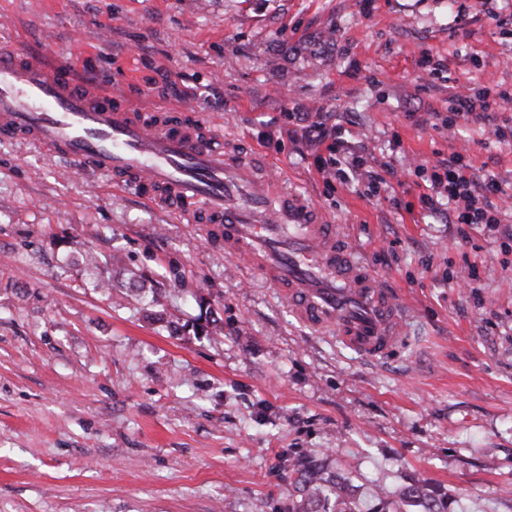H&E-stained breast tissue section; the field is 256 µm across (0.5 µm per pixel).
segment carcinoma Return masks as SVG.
I'll return each mask as SVG.
<instances>
[{"label":"carcinoma","mask_w":512,"mask_h":512,"mask_svg":"<svg viewBox=\"0 0 512 512\" xmlns=\"http://www.w3.org/2000/svg\"><path fill=\"white\" fill-rule=\"evenodd\" d=\"M300 499L295 501L293 512H360L352 501H347L337 493L341 483L324 476L317 465L298 458L289 459ZM402 497L423 508V512H438L435 496L424 485H413L402 492Z\"/></svg>","instance_id":"cac0c4a2"}]
</instances>
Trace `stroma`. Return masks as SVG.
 Segmentation results:
<instances>
[{"mask_svg":"<svg viewBox=\"0 0 512 512\" xmlns=\"http://www.w3.org/2000/svg\"><path fill=\"white\" fill-rule=\"evenodd\" d=\"M493 11L512 22V0H0V40L262 152L407 310L364 359L200 225L0 140V512H288L292 456L361 512L420 479L445 512H512V249L423 212L415 176L459 152L512 191V142L436 126L449 96L512 89ZM316 121L390 165V195L318 168Z\"/></svg>","mask_w":512,"mask_h":512,"instance_id":"35a3bbf8","label":"stroma"}]
</instances>
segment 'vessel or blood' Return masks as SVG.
<instances>
[{
    "instance_id": "b4317fda",
    "label": "vessel or blood",
    "mask_w": 512,
    "mask_h": 512,
    "mask_svg": "<svg viewBox=\"0 0 512 512\" xmlns=\"http://www.w3.org/2000/svg\"><path fill=\"white\" fill-rule=\"evenodd\" d=\"M0 137L28 141L110 178L186 224H211L224 251L277 288L300 321L333 330L368 360L404 339V309L325 214L272 166L225 148L188 109L134 111L40 55L0 44Z\"/></svg>"
}]
</instances>
